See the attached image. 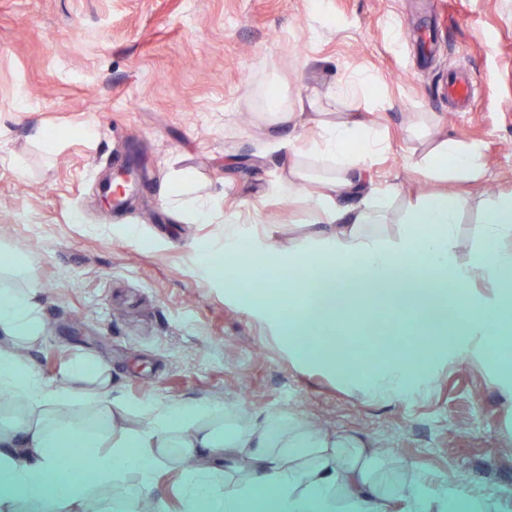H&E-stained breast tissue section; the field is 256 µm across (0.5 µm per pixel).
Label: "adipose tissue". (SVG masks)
<instances>
[{"mask_svg":"<svg viewBox=\"0 0 512 512\" xmlns=\"http://www.w3.org/2000/svg\"><path fill=\"white\" fill-rule=\"evenodd\" d=\"M428 147L412 163L425 181L477 179L482 175V147L450 138L432 126ZM389 144L366 115L353 112L322 126L315 153L328 175L320 187L309 190L304 169L291 165L282 186L289 193L309 192L311 223L321 232L288 250V266L299 272L287 294L275 289L248 291V298L275 316H288V342L295 353L321 362L345 378L369 383L414 382L425 354H443L447 344L464 346L473 337L487 335L488 314L512 312V249L499 242L512 236V194L497 197L482 214L486 232L470 261L453 249L456 227L466 199L431 194L410 208L408 225L399 244L391 245L369 234L368 225L381 224L386 214L362 194L360 173L377 163ZM353 205H345V198ZM224 254L233 260L227 278L250 279L262 250L246 251L236 228L237 218L225 215ZM353 273L368 288H379L397 299L393 314L421 321L448 311L456 325L449 343L432 344L428 352L402 359L388 357L354 362L336 351L305 342L307 327L331 323L340 315L337 305L318 302V284L332 273ZM497 287V294L475 292L474 279ZM43 321L30 289L0 292V388L22 396L29 419L19 427L0 430V512H13L15 492L23 491L55 503L81 501L94 486L111 484L130 471L149 472L160 462L163 449H174V462L190 470L203 456L224 455L248 461L245 483H220L200 478L189 492L190 507L209 512H332L336 501L350 502L353 512H382V488L376 454L355 441L332 435L288 418L224 434L204 424L210 410L203 405L164 409L148 406L146 429L125 430L123 403L111 396L109 367L94 358L74 361L62 385L42 387L19 360L18 340L35 341ZM91 395L100 403L97 414L77 425L62 424L53 407L64 399Z\"/></svg>","mask_w":512,"mask_h":512,"instance_id":"1","label":"adipose tissue"}]
</instances>
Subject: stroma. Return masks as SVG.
Wrapping results in <instances>:
<instances>
[{"label": "stroma", "instance_id": "1", "mask_svg": "<svg viewBox=\"0 0 512 512\" xmlns=\"http://www.w3.org/2000/svg\"><path fill=\"white\" fill-rule=\"evenodd\" d=\"M452 74L473 82L469 103L449 99ZM365 76L375 93L337 98ZM273 96L378 124L389 151L362 183L387 241L433 189L410 168L427 120L483 146V177L444 186L469 198L460 259L481 245L483 208L512 192V0H0V252L27 271L0 268V290L36 286L29 369L53 386L75 359L105 360L133 429L144 406L201 404L234 431L283 414L359 438L386 461L385 512H512V360L477 336L413 393L367 390L295 356L287 325L225 279V212L246 244L269 246L259 268L274 288L312 231L307 196L274 190L291 158L262 119ZM131 165L143 176L130 205L105 208L103 179ZM175 169L216 197L212 219L167 204ZM191 482L168 462L116 479L123 496L101 486L56 512L142 497L189 512Z\"/></svg>", "mask_w": 512, "mask_h": 512}]
</instances>
